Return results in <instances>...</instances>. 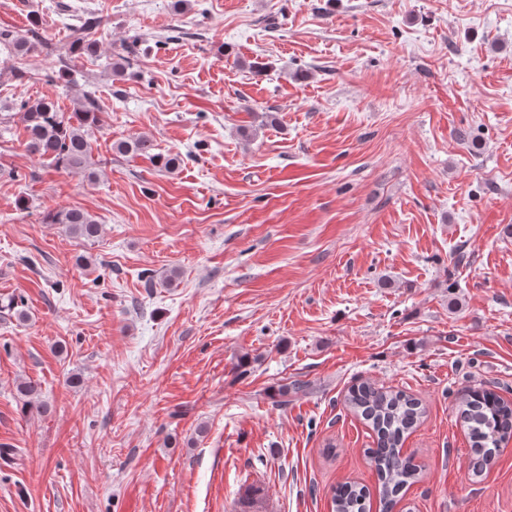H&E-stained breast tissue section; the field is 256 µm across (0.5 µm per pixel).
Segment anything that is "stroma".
Instances as JSON below:
<instances>
[{"mask_svg":"<svg viewBox=\"0 0 512 512\" xmlns=\"http://www.w3.org/2000/svg\"><path fill=\"white\" fill-rule=\"evenodd\" d=\"M174 2L0 0L54 47L0 62V512H242L250 485L332 512L346 481L379 512L361 380L426 407L395 512H512V442L472 481L454 404L512 401V0ZM85 10L125 77L69 55ZM89 90L92 183L29 155L16 106ZM140 135L182 165L113 151ZM44 220L46 224H65L70 234L82 240H94L101 232V225L97 220L80 208L49 210Z\"/></svg>","mask_w":512,"mask_h":512,"instance_id":"1","label":"stroma"}]
</instances>
